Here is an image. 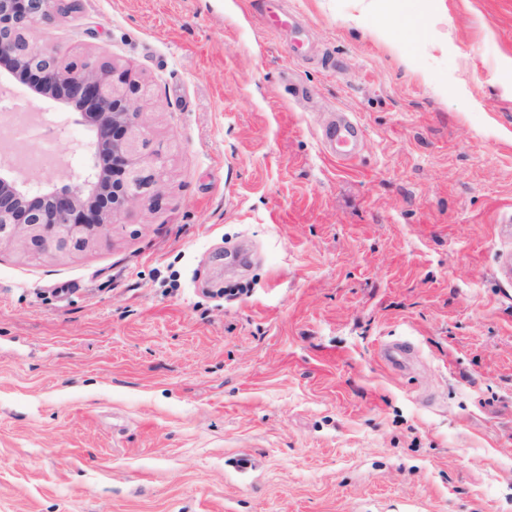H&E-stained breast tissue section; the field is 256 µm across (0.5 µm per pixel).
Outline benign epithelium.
I'll list each match as a JSON object with an SVG mask.
<instances>
[{
    "mask_svg": "<svg viewBox=\"0 0 512 512\" xmlns=\"http://www.w3.org/2000/svg\"><path fill=\"white\" fill-rule=\"evenodd\" d=\"M69 0H0V86L26 77L28 92L52 101L92 140L81 168L58 180L28 177L0 159V248L30 256L74 254L109 236L125 211L149 206L166 161L146 124L147 94L116 65L75 58L42 43L38 31L69 11Z\"/></svg>",
    "mask_w": 512,
    "mask_h": 512,
    "instance_id": "benign-epithelium-1",
    "label": "benign epithelium"
}]
</instances>
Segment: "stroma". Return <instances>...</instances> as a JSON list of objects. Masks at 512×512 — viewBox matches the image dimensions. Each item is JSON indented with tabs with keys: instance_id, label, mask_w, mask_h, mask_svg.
Segmentation results:
<instances>
[{
	"instance_id": "obj_1",
	"label": "stroma",
	"mask_w": 512,
	"mask_h": 512,
	"mask_svg": "<svg viewBox=\"0 0 512 512\" xmlns=\"http://www.w3.org/2000/svg\"><path fill=\"white\" fill-rule=\"evenodd\" d=\"M39 38L149 88L167 174L81 253L0 250V512H512V0H76ZM361 132L357 122L345 119L335 127H331L325 132V139L328 142L348 144L356 141Z\"/></svg>"
}]
</instances>
